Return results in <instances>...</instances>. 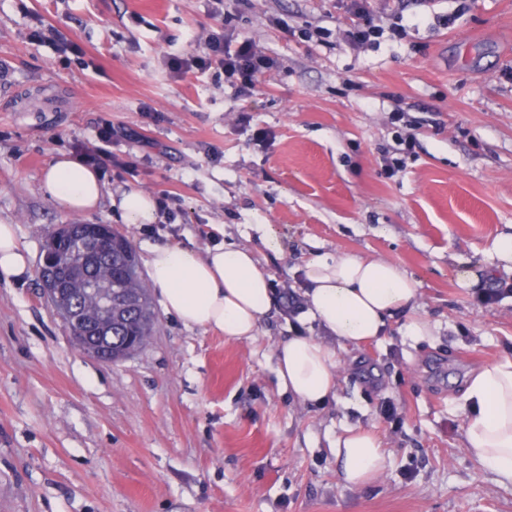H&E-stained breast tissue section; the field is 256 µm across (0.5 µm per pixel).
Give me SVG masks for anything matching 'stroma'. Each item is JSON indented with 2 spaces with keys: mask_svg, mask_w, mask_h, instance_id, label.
<instances>
[{
  "mask_svg": "<svg viewBox=\"0 0 512 512\" xmlns=\"http://www.w3.org/2000/svg\"><path fill=\"white\" fill-rule=\"evenodd\" d=\"M367 4L383 35L356 50L343 36L352 0H224L220 15L204 0H0L13 70L0 224L32 252L25 283L0 279V512H512V485L467 455L462 412L472 372L512 358V293L474 304L512 281L487 274L493 238L512 231V0ZM220 28L275 61L249 98L166 65ZM60 38L80 54L58 53ZM105 120L133 167L105 168L97 210L68 211L41 173ZM408 134L415 147L399 154ZM131 190L175 197L171 223L114 212L110 195ZM63 224L112 225L140 257L156 243L253 249L273 288L261 335L227 341L160 308L132 357L88 356L42 292L45 239ZM318 252L394 260L436 330L341 349L335 396L309 406L279 389L275 350L325 335L283 308ZM387 399L396 420L380 414ZM347 428L372 430L389 455L358 487L332 448Z\"/></svg>",
  "mask_w": 512,
  "mask_h": 512,
  "instance_id": "1",
  "label": "stroma"
}]
</instances>
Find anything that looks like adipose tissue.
<instances>
[{"mask_svg": "<svg viewBox=\"0 0 512 512\" xmlns=\"http://www.w3.org/2000/svg\"><path fill=\"white\" fill-rule=\"evenodd\" d=\"M45 193L76 213L97 208L104 196L99 171L67 158L53 160L41 175ZM149 279L165 312L185 327L213 330L229 341L260 335L271 303L270 276L246 247L218 245L206 253L153 245L145 260ZM31 268L29 252L14 225L0 224V277L22 282ZM303 296L308 313L336 339L328 344L297 334L275 351L278 385L302 404L320 405L337 388L338 346L386 335L400 320L402 336L420 342L433 334L420 314L415 281L394 261L356 254H325L304 265ZM465 448L499 484L512 485V358L480 368L464 395ZM343 480L357 486L386 468L382 440L349 429L335 440Z\"/></svg>", "mask_w": 512, "mask_h": 512, "instance_id": "ef3b65f1", "label": "adipose tissue"}]
</instances>
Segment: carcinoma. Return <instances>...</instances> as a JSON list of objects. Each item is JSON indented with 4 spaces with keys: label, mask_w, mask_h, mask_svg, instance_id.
<instances>
[{
    "label": "carcinoma",
    "mask_w": 512,
    "mask_h": 512,
    "mask_svg": "<svg viewBox=\"0 0 512 512\" xmlns=\"http://www.w3.org/2000/svg\"><path fill=\"white\" fill-rule=\"evenodd\" d=\"M84 228L82 240L57 245L56 253L63 259L56 267L67 272V280L56 304L72 309L75 321L67 325L69 337L83 352L86 325L112 331V351H101L97 360L117 363L147 345L156 313L128 237L114 230L109 244L99 238L101 225Z\"/></svg>",
    "instance_id": "cac0c4a2"
}]
</instances>
